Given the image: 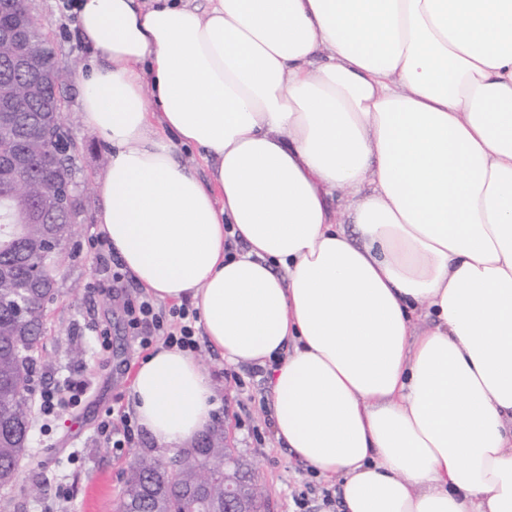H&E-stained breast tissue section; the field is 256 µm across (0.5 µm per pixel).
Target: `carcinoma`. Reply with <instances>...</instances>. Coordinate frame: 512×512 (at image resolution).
<instances>
[{
  "label": "carcinoma",
  "mask_w": 512,
  "mask_h": 512,
  "mask_svg": "<svg viewBox=\"0 0 512 512\" xmlns=\"http://www.w3.org/2000/svg\"><path fill=\"white\" fill-rule=\"evenodd\" d=\"M22 6L17 0H0V23L21 18ZM36 34L34 52L45 61L52 53L47 32L32 23ZM12 49L0 43V96L12 93L32 111L47 130L62 121L66 107L65 88L80 67L74 58L58 64L44 78L41 88L28 94L26 85L12 73L9 58ZM18 152L26 155V165L7 174L0 170V485L14 477V464L27 452L29 431L33 424L28 392L22 388L29 368L19 364V349L41 341L45 329L46 308L58 295L56 266L64 261L66 250L83 218L82 199H70L68 212L56 224H43L31 214L32 203L12 199L7 188L14 180H25L40 195L55 182L72 177L70 155L55 153L45 138H33L25 128V120L12 127H0V157ZM22 303L27 308L25 320L16 318L14 308ZM177 477L190 485L207 478L212 508L224 507V430L211 429L201 448L178 454ZM236 469L244 480V499L249 512H261L262 491L252 482L251 467L243 458L236 459ZM164 462L143 454L136 467L127 474L120 508L122 512H204L205 506L194 495L153 492L166 481Z\"/></svg>",
  "instance_id": "cac0c4a2"
}]
</instances>
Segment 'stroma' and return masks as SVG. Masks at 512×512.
I'll return each mask as SVG.
<instances>
[{"instance_id":"stroma-1","label":"stroma","mask_w":512,"mask_h":512,"mask_svg":"<svg viewBox=\"0 0 512 512\" xmlns=\"http://www.w3.org/2000/svg\"><path fill=\"white\" fill-rule=\"evenodd\" d=\"M38 23L50 32L59 59H88L81 48L77 22L62 13L60 0H31ZM63 122L75 143L73 178L97 183L106 171L108 154L97 133L80 117V85L66 93ZM97 194L85 201V218L76 253L58 278L59 293L47 307L42 353L34 369V390L64 378L85 381L88 389L79 408L62 409L48 430L32 427L29 448L22 461L19 481L0 497V512H118L130 454L115 455L98 440L96 430L108 409L132 414V372L146 358L133 345L126 326L125 299L140 293L133 278H126L106 293L90 292L91 283L103 275L105 261L113 260L108 247L92 245L97 234ZM111 330L112 348L100 353L89 319ZM195 357L208 372L213 389L212 421L229 433L233 445L257 472L270 512H339L325 506L324 492H338V481L325 482L291 458L278 444L272 427L270 398L264 372L254 364H230L208 346ZM306 493L307 508L295 497Z\"/></svg>"}]
</instances>
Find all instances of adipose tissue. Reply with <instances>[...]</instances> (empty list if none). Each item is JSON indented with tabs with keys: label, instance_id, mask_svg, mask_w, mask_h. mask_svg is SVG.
Wrapping results in <instances>:
<instances>
[{
	"label": "adipose tissue",
	"instance_id": "adipose-tissue-1",
	"mask_svg": "<svg viewBox=\"0 0 512 512\" xmlns=\"http://www.w3.org/2000/svg\"><path fill=\"white\" fill-rule=\"evenodd\" d=\"M76 12L104 59L81 78L109 154L97 222L135 281L265 369L277 442L339 479L342 512H512V0ZM132 388L160 448L211 422L178 348ZM177 151L180 161L187 167L194 169L202 181L206 182L209 179L210 168L202 163L201 150L192 146L177 144Z\"/></svg>",
	"mask_w": 512,
	"mask_h": 512
}]
</instances>
